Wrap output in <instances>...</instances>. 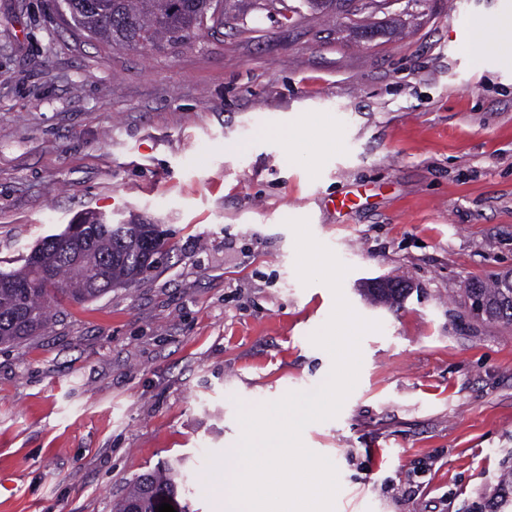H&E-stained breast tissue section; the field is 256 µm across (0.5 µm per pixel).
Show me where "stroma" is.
Listing matches in <instances>:
<instances>
[{"instance_id":"stroma-1","label":"stroma","mask_w":512,"mask_h":512,"mask_svg":"<svg viewBox=\"0 0 512 512\" xmlns=\"http://www.w3.org/2000/svg\"><path fill=\"white\" fill-rule=\"evenodd\" d=\"M229 2L232 25L157 51L78 34L60 0H0V271L91 213L172 246L0 345V512H112L167 464L191 512H223L207 456L237 443L238 405L333 366L311 336L335 297L299 279L291 219L381 325L338 415L302 434L337 468L334 512H512V324L465 295L512 270V71L448 33L512 0H396L377 19L403 36L370 42L303 0ZM378 277L411 280L401 307L363 300Z\"/></svg>"}]
</instances>
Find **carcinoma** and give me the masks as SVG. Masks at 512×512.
<instances>
[{
  "label": "carcinoma",
  "instance_id": "carcinoma-1",
  "mask_svg": "<svg viewBox=\"0 0 512 512\" xmlns=\"http://www.w3.org/2000/svg\"><path fill=\"white\" fill-rule=\"evenodd\" d=\"M72 27L98 42L116 47L172 48L209 27L206 0H62ZM163 258L169 253L167 234L158 224H114L109 218H80V231L45 237L19 270L0 273V344L36 336L46 327L51 304L65 299L83 303L114 288L129 287L148 273L146 251ZM52 274V287L37 285L40 272ZM481 298L485 319L512 324V271L490 280H471ZM408 285L390 279L387 287H370L375 303L399 306ZM179 472L172 466L138 476L113 506V512H158L179 502Z\"/></svg>",
  "mask_w": 512,
  "mask_h": 512
}]
</instances>
